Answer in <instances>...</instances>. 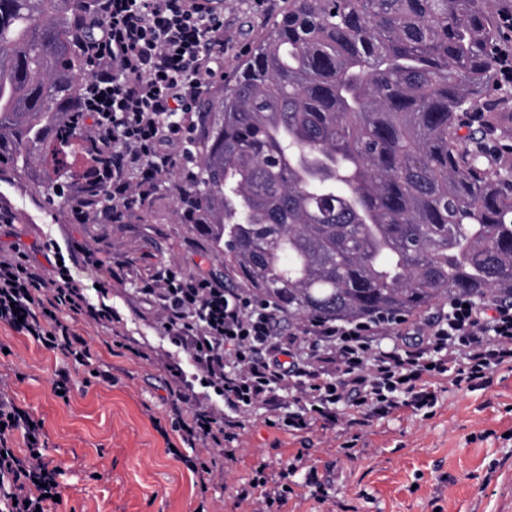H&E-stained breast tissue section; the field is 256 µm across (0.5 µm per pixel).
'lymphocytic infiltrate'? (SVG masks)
Here are the masks:
<instances>
[{
    "instance_id": "f902f5d3",
    "label": "lymphocytic infiltrate",
    "mask_w": 512,
    "mask_h": 512,
    "mask_svg": "<svg viewBox=\"0 0 512 512\" xmlns=\"http://www.w3.org/2000/svg\"><path fill=\"white\" fill-rule=\"evenodd\" d=\"M97 8V35L87 49L92 77L72 125L111 203L92 204L82 191L73 211L101 223L135 210L170 174L193 180L198 105L224 75V16L201 0H98ZM51 251L48 266L24 252L0 258V324L111 382L73 324L82 318L108 327L116 313L106 302L90 303L83 286L67 278L60 245ZM136 292L159 309L160 333L178 352L168 365L174 380L189 367L213 392L203 399L175 393L172 427L192 448L223 446L221 403L263 411L269 424L295 429L362 426L402 404L433 407L426 378L477 389L495 369L512 366V302L494 297L450 300L409 345L402 338L411 322L403 315L315 318L283 337L273 302L172 264L158 265ZM17 431L26 438L21 454L9 444ZM58 475L41 425L0 392V512H55Z\"/></svg>"
}]
</instances>
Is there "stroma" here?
<instances>
[{"label":"stroma","instance_id":"obj_1","mask_svg":"<svg viewBox=\"0 0 512 512\" xmlns=\"http://www.w3.org/2000/svg\"><path fill=\"white\" fill-rule=\"evenodd\" d=\"M288 0H224V73L233 75L253 43L267 32ZM41 163L18 175L0 169V257L15 250L43 260L44 245L78 244L102 264L122 261L129 277L106 282L101 267L84 261L71 274L98 301L108 288L119 318L111 327L77 321L93 358L112 371L111 383H86L81 368L30 338L0 325V379L15 403L43 424L46 457L61 474L59 512H251L236 491L257 469L288 488L283 508L266 512H512V369L495 371L489 384L471 390L445 377L432 379L434 408L399 407L361 428L296 433L266 423L256 412H230L238 421L233 457L215 452L211 475L199 479L172 431V376L168 346L156 308L141 300L133 282L155 265L172 263L186 274L212 273L221 265L203 235L187 234L180 217L177 175L155 189L150 210L120 223L78 224L72 216L80 179H67L49 199ZM68 369L67 398L52 389ZM181 446L182 458L171 447ZM288 474H281L282 464Z\"/></svg>","mask_w":512,"mask_h":512}]
</instances>
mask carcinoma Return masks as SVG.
<instances>
[{"label": "carcinoma", "instance_id": "cac0c4a2", "mask_svg": "<svg viewBox=\"0 0 512 512\" xmlns=\"http://www.w3.org/2000/svg\"><path fill=\"white\" fill-rule=\"evenodd\" d=\"M88 0H0V162L76 175ZM492 0H288L198 129L191 233L288 325L512 297V165Z\"/></svg>", "mask_w": 512, "mask_h": 512}]
</instances>
